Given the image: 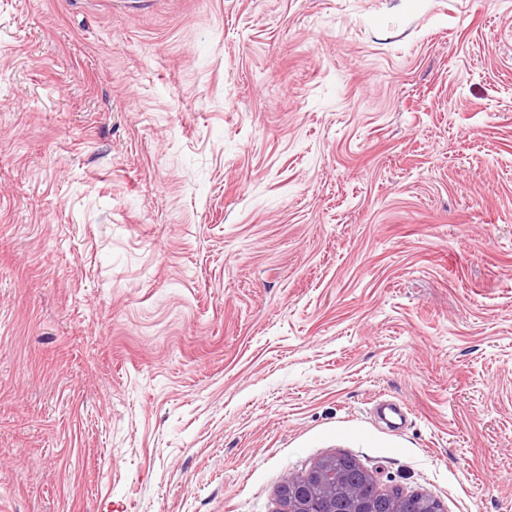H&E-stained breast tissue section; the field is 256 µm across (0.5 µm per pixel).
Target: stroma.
Masks as SVG:
<instances>
[{"mask_svg": "<svg viewBox=\"0 0 512 512\" xmlns=\"http://www.w3.org/2000/svg\"><path fill=\"white\" fill-rule=\"evenodd\" d=\"M334 455L512 512V0H0V512Z\"/></svg>", "mask_w": 512, "mask_h": 512, "instance_id": "stroma-1", "label": "stroma"}]
</instances>
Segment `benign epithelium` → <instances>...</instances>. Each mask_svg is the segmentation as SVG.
<instances>
[{
  "mask_svg": "<svg viewBox=\"0 0 512 512\" xmlns=\"http://www.w3.org/2000/svg\"><path fill=\"white\" fill-rule=\"evenodd\" d=\"M287 484L290 495L288 506L283 508V512H315L313 496L316 489L333 501L330 512H395L389 499L382 497L377 501L368 500L357 488L348 490L339 499L336 498L335 472L320 466L313 468L303 481L294 483L289 479Z\"/></svg>",
  "mask_w": 512,
  "mask_h": 512,
  "instance_id": "benign-epithelium-1",
  "label": "benign epithelium"
}]
</instances>
